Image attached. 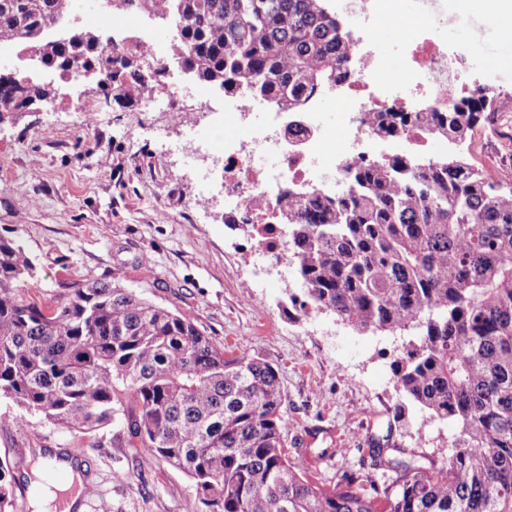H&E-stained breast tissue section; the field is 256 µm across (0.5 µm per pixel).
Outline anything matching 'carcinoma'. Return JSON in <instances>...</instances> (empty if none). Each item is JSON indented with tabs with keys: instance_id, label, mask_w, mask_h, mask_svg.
Returning a JSON list of instances; mask_svg holds the SVG:
<instances>
[{
	"instance_id": "carcinoma-1",
	"label": "carcinoma",
	"mask_w": 512,
	"mask_h": 512,
	"mask_svg": "<svg viewBox=\"0 0 512 512\" xmlns=\"http://www.w3.org/2000/svg\"><path fill=\"white\" fill-rule=\"evenodd\" d=\"M73 0H0V41L37 46L63 76L93 69L103 96L144 103L141 51L110 49L73 27L44 30ZM115 9L162 13L174 25L179 63L226 93L246 90L288 112L303 92L350 76L352 41L326 0H111ZM51 91L0 76V117ZM498 111L476 87L443 112H371L386 138L412 126L461 142ZM351 182L331 196L283 193L279 223L300 293L299 310L329 312L360 332H410L417 342L391 363L402 401L450 421L448 459H403L386 435L371 441L377 479L352 475L327 489L301 477L284 452L278 369L226 356L191 316L118 285L84 280L44 307L18 298L35 265L0 236V400L89 434L128 421V447L186 473L206 512H512V182L463 156L413 154L348 164ZM0 462V512H12Z\"/></svg>"
}]
</instances>
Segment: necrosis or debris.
<instances>
[{
  "mask_svg": "<svg viewBox=\"0 0 512 512\" xmlns=\"http://www.w3.org/2000/svg\"><path fill=\"white\" fill-rule=\"evenodd\" d=\"M336 6L371 34L368 42H354L359 68L347 81L307 93L303 110L287 116L269 101L262 103L246 94L225 97L223 102L208 106L211 128L223 130L225 116L235 120L223 141L204 150L189 140L180 145L189 162H197L204 155L214 160V168L198 173L196 200L199 206H208L210 182L219 178L224 216L229 222L242 224L250 240L240 254L248 280L258 288L266 284L268 266L281 263V252L287 246L278 223L283 192L291 187L318 188L329 195L341 190L347 182L344 162L369 160L394 148L391 139L377 136L365 125L366 113L443 111L471 69V50L457 52L429 37L432 22L428 19L419 23L420 37L409 41L405 62L392 64L378 38L385 18L383 0H336ZM150 21L147 14L132 20L116 10L93 11L80 0L48 33L56 35L79 22L101 27L110 31L116 46L136 45L156 65H167L175 56V35L170 32L156 39ZM143 82L148 111L178 110L182 113L179 126L188 130L196 125L194 110L181 104L184 86L156 81L150 73L144 75ZM327 98L336 101L347 116L341 128L327 125L321 117ZM266 157L274 158L273 166H262Z\"/></svg>",
  "mask_w": 512,
  "mask_h": 512,
  "instance_id": "1",
  "label": "necrosis or debris"
}]
</instances>
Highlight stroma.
<instances>
[{
	"label": "stroma",
	"mask_w": 512,
	"mask_h": 512,
	"mask_svg": "<svg viewBox=\"0 0 512 512\" xmlns=\"http://www.w3.org/2000/svg\"><path fill=\"white\" fill-rule=\"evenodd\" d=\"M418 24L435 17L431 36L456 49L472 37L495 47L485 15L443 21L444 0H405ZM465 86L494 85L499 112L495 140L474 128L461 146L468 160L512 180L500 165L512 154V66L474 64ZM84 111L60 100L14 112L0 121V235L19 241L35 261L19 293L46 303L66 284L120 282L137 297L190 315L227 354H247L279 371L288 421L287 454L306 478L333 487L343 474H372L370 441L384 434L399 398L391 363L408 336L357 332L329 313L301 314L289 297L299 285L293 265L272 268L265 287H252L239 256L246 240L224 222L220 186L207 208L196 203V173L179 158L161 162L156 128L167 115L136 106H103L90 79ZM0 402V460L14 484H26L41 448H77L96 495L82 512H188L191 479L147 452L126 448L127 424L75 435L37 417L16 421ZM454 425L413 409L395 443L436 461L452 451Z\"/></svg>",
	"instance_id": "35a3bbf8"
}]
</instances>
